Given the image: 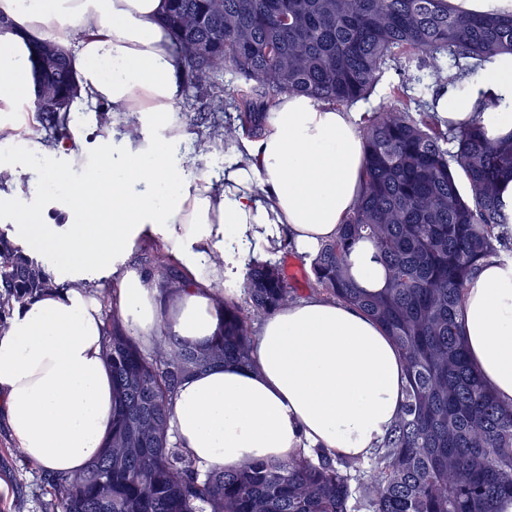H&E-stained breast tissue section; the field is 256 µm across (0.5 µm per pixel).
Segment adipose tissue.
<instances>
[{
    "instance_id": "adipose-tissue-1",
    "label": "adipose tissue",
    "mask_w": 512,
    "mask_h": 512,
    "mask_svg": "<svg viewBox=\"0 0 512 512\" xmlns=\"http://www.w3.org/2000/svg\"><path fill=\"white\" fill-rule=\"evenodd\" d=\"M166 0H0V112L33 83L29 43L69 52L83 101L161 131L155 139L70 136L30 158L15 127L0 123V172L65 159L90 167L53 209L21 210L0 194V219L16 238L50 254L56 289L13 311L0 334V421L28 461L74 475L112 431V375L104 356L105 311L149 350L165 338L208 344L224 316L218 290L242 282L261 249L289 239L313 259L336 238L361 190V115L297 93L269 104L261 137L241 138L234 164L216 172L186 166L187 139L174 106L181 64L162 18ZM448 121L480 120L512 132V112H483L477 97L450 101ZM163 239L189 285L169 296L154 273L126 268L136 245ZM119 282L113 304L95 293ZM467 354L485 386L512 405V259H485L465 288ZM403 360L360 310L314 294L285 305L257 328L250 364L189 374L169 401L173 443L203 470L231 472L250 461L312 455L367 457L394 425L404 399Z\"/></svg>"
}]
</instances>
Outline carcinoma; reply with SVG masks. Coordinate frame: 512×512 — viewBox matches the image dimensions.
<instances>
[{
  "instance_id": "1",
  "label": "carcinoma",
  "mask_w": 512,
  "mask_h": 512,
  "mask_svg": "<svg viewBox=\"0 0 512 512\" xmlns=\"http://www.w3.org/2000/svg\"><path fill=\"white\" fill-rule=\"evenodd\" d=\"M186 90L223 93L212 136L261 135L282 92L349 104L384 74L400 75L401 107L382 102L363 127L361 195L338 237L311 260L312 292L352 305L392 339L406 365L405 399L385 442L367 458L322 453L199 472L170 443L169 399L196 370L250 364L253 323L294 299L277 263L251 266L247 307L218 293L224 329L207 346L170 339L148 354L112 319V434L74 476L52 477L57 512H497L512 498V406L500 403L465 352L462 306L479 262L512 248L501 185L512 179V135L479 123L448 126L438 91L478 95L480 111L509 100L479 86L488 64L512 57V11H467L454 0H169ZM206 45L205 55L194 52ZM53 72L77 83L64 50ZM73 102H31L50 138L67 136ZM369 242L384 286L362 288L348 257ZM153 272L177 292L166 256ZM54 287L45 264L0 230V334L11 310Z\"/></svg>"
}]
</instances>
